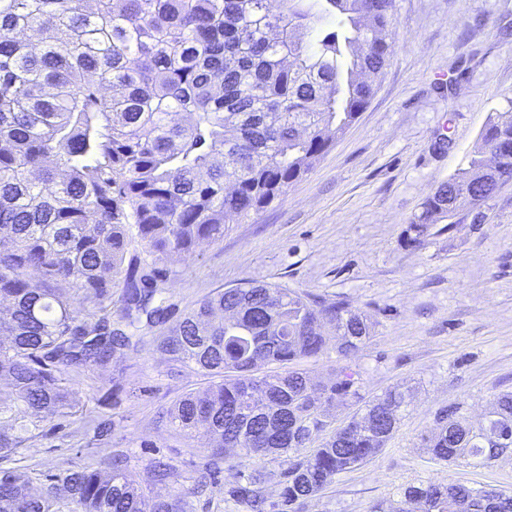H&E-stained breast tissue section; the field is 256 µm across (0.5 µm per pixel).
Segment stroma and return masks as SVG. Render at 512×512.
I'll return each instance as SVG.
<instances>
[{
  "instance_id": "1",
  "label": "stroma",
  "mask_w": 512,
  "mask_h": 512,
  "mask_svg": "<svg viewBox=\"0 0 512 512\" xmlns=\"http://www.w3.org/2000/svg\"><path fill=\"white\" fill-rule=\"evenodd\" d=\"M394 51L366 109L316 167L258 214L231 221L222 242L168 263L163 295L172 317L219 288L277 283L332 302L347 300L377 320L375 336L343 357L335 349L298 362L328 376L350 367L364 400L409 391L385 448L337 476L299 512H372L402 488L426 482L483 485L512 494V457L489 465L431 460L424 439L436 414L458 407L484 423L500 391H512V183L485 223L460 214L433 225L418 247L401 238L424 199L464 168L491 115L512 110V0H396ZM144 330L128 356L72 374L83 407L31 441L23 464L34 483L116 453L143 487L181 496L191 512H247L227 490L261 471L275 493L284 459L245 461L227 450L203 492L209 451L167 412L208 376L171 372ZM105 424L95 440L86 424ZM169 464L166 483L155 461Z\"/></svg>"
}]
</instances>
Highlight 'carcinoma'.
I'll list each match as a JSON object with an SVG mask.
<instances>
[{"label":"carcinoma","instance_id":"obj_1","mask_svg":"<svg viewBox=\"0 0 512 512\" xmlns=\"http://www.w3.org/2000/svg\"><path fill=\"white\" fill-rule=\"evenodd\" d=\"M325 2L336 25L316 31L310 0H0V512H57L60 485L71 512H185L145 493L119 456L40 489L21 466L45 422L80 411L66 375L136 349L145 325H164L157 349L172 365L218 378L171 407L176 429L215 458L288 459L276 497L259 472L227 491L250 512H296L391 438L396 389L336 429V407L361 399L355 372L253 374L317 355L326 326L342 355L368 343L374 323L349 302L264 283L218 289L170 323L160 299L159 265L284 196L373 97L395 0ZM509 182L512 112H500L424 200L405 245ZM436 422L426 447L438 462L512 454V392L478 429L451 409ZM396 512H512V496L413 484Z\"/></svg>","mask_w":512,"mask_h":512}]
</instances>
